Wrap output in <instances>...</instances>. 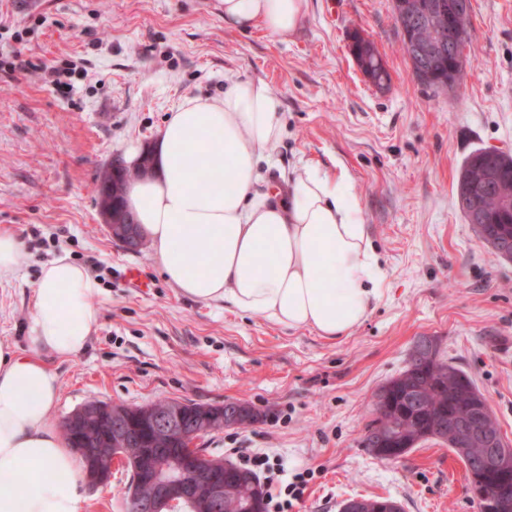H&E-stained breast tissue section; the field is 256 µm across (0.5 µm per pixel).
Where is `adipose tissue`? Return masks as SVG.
I'll use <instances>...</instances> for the list:
<instances>
[{"label": "adipose tissue", "instance_id": "adipose-tissue-1", "mask_svg": "<svg viewBox=\"0 0 512 512\" xmlns=\"http://www.w3.org/2000/svg\"><path fill=\"white\" fill-rule=\"evenodd\" d=\"M223 2L225 25L273 34L293 31L305 6ZM283 132L264 81L233 78L223 96L184 98L158 132L154 174L130 182L127 205L183 295L336 339L374 310L386 271L344 175L308 166L279 185L263 172ZM97 292L69 257L43 265L26 349L0 341V512H82L80 464L57 431L59 383L43 357L85 349Z\"/></svg>", "mask_w": 512, "mask_h": 512}]
</instances>
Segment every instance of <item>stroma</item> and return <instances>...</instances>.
<instances>
[{
  "instance_id": "35a3bbf8",
  "label": "stroma",
  "mask_w": 512,
  "mask_h": 512,
  "mask_svg": "<svg viewBox=\"0 0 512 512\" xmlns=\"http://www.w3.org/2000/svg\"><path fill=\"white\" fill-rule=\"evenodd\" d=\"M371 40L390 74L372 85L350 52ZM391 0H307L298 27L273 35L224 25L219 0H0V230L27 253L21 275L0 283V339L25 347L41 265L59 256L92 267L99 326L76 357L44 361L60 382L57 419L89 400H157L263 412L248 428L206 434L208 454L244 448L315 472L292 512H339L342 500L384 496L404 512H479L463 462L429 440L402 458L362 444L378 387L405 367L422 336L490 400L512 441V262L497 260L457 205L465 158L479 148L512 154V0H472L464 84L422 85L400 51ZM79 55L86 75L60 93L44 68ZM266 82L286 134L272 154L276 181L313 165L346 171L387 277L374 311L329 340L240 314L229 302L183 296L149 248L113 242L95 188L129 142L150 146L188 96L215 98L227 78ZM150 279L132 288L127 266ZM127 475L80 482L87 512H128Z\"/></svg>"
}]
</instances>
